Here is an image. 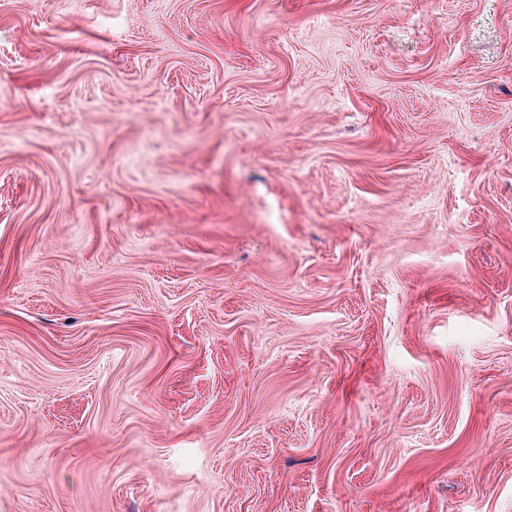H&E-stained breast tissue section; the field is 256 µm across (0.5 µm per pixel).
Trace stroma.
Instances as JSON below:
<instances>
[{
	"mask_svg": "<svg viewBox=\"0 0 512 512\" xmlns=\"http://www.w3.org/2000/svg\"><path fill=\"white\" fill-rule=\"evenodd\" d=\"M0 512H512V0H0Z\"/></svg>",
	"mask_w": 512,
	"mask_h": 512,
	"instance_id": "obj_1",
	"label": "stroma"
}]
</instances>
